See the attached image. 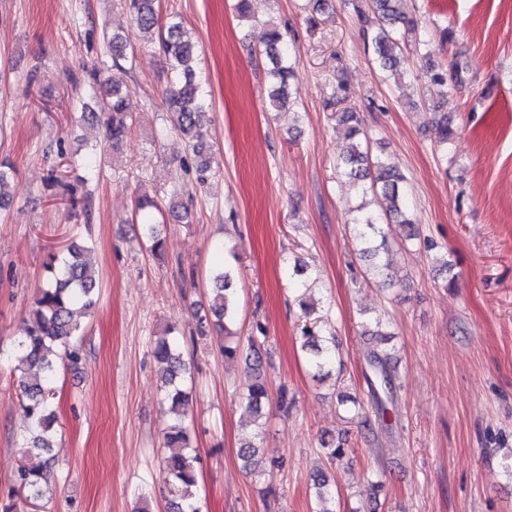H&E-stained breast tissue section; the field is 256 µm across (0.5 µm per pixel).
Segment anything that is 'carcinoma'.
<instances>
[{
    "mask_svg": "<svg viewBox=\"0 0 512 512\" xmlns=\"http://www.w3.org/2000/svg\"><path fill=\"white\" fill-rule=\"evenodd\" d=\"M121 7L134 22L146 32H154L159 14L155 0H120ZM397 0H373L372 15L365 17V37L370 39L376 61L384 70L394 68L399 62L402 46L409 34L415 31L414 18L401 13L396 7ZM112 50V63L119 65L124 58L125 44L118 33H104ZM158 49L171 71V83L165 92L164 104L171 128L184 136L196 160L197 180L206 179L211 170V160L203 156L204 144L197 139L196 129L207 113L211 101L196 80V43L183 23L173 16L170 18L166 35H158ZM265 53L271 60L268 71L267 97L271 107L281 110L295 102L297 60L284 40L279 29L272 27L267 32ZM93 88L96 91L99 113L104 118L107 140L117 145L128 133L133 121L135 105L129 88L117 85L107 75L106 68L93 67L90 70ZM338 121L343 126L345 138L350 140L347 154L336 163L338 173L362 185L363 195L382 197L387 204L384 214L363 204L355 210L352 223L357 227V238L361 254L371 261V272L377 273L383 267L380 249L386 244L387 233L383 224H404L408 227V238H420L419 228L410 214L405 188L406 177L395 166L387 163L382 155L370 150L367 139L363 138L359 112L352 107L343 108ZM436 144L443 153H448V143L454 138V130L448 121V113L437 112L434 116ZM68 176L52 171L47 175L46 185L55 190V195L66 199L72 208L90 209L91 195L76 200ZM150 250L158 255L165 250L166 241L157 230V223L148 218L141 224ZM50 276L37 289L29 317L24 320L20 332L18 362L28 370L40 371L43 381L30 383L21 381L23 410L34 427V431L19 442V447L30 448L47 455L44 467L22 468L19 471L20 485L26 498L38 501L43 498V485L47 472L54 466L50 456L51 430L57 421L50 411L53 399L52 380L58 360L65 357L76 363L80 358L79 348L70 344V339L80 330L78 315L91 309L98 299L97 257L91 247L71 242L65 246L64 256H52L48 265ZM234 272L231 267L219 264L211 274L214 302L209 312L199 318V331L215 332L220 338L219 351L224 360L239 356L245 361L260 362L256 341L249 338L242 343L241 337L231 330L238 313V292L233 288ZM308 324L302 328L301 349L305 353L308 367L317 374L330 370L336 357V335L326 330L319 318L313 317L314 308L300 302ZM154 357L162 370L161 377L168 387L169 411L174 415L164 432V442L170 453L164 459L163 470L170 499L168 512H200L195 488L199 459L189 444V429L183 420L189 404V394L179 388V382L187 373V366L179 344L170 336L156 338ZM371 366L379 369L380 379L385 382L393 377L389 368L390 357L382 349L373 346L365 350ZM253 374L245 384L243 399L249 413L261 414L262 404L268 398L267 382L251 367ZM243 466L256 470L261 465L259 448L253 441H247L239 449ZM315 512H335L328 507L329 492L326 477L317 480Z\"/></svg>",
    "mask_w": 512,
    "mask_h": 512,
    "instance_id": "obj_1",
    "label": "carcinoma"
}]
</instances>
